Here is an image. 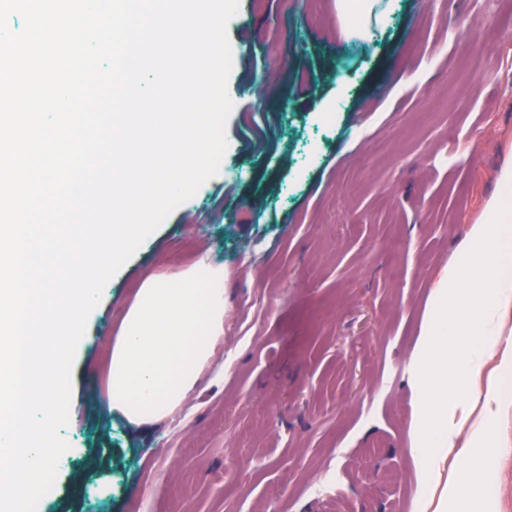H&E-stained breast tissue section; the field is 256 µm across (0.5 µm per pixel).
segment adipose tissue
<instances>
[{
    "mask_svg": "<svg viewBox=\"0 0 512 512\" xmlns=\"http://www.w3.org/2000/svg\"><path fill=\"white\" fill-rule=\"evenodd\" d=\"M346 30L382 22L383 0H336ZM499 190L470 225L456 261L433 290L415 350L413 381L419 392L411 425L410 456L419 476L411 512H491L485 483L490 447L503 395L498 382L474 387L488 361L512 371V154L497 171ZM224 339V274L198 260L179 276L154 275L123 312L106 354L107 411L138 425L171 416L195 389ZM473 417L461 432L458 417ZM464 466L447 476L449 456Z\"/></svg>",
    "mask_w": 512,
    "mask_h": 512,
    "instance_id": "obj_1",
    "label": "adipose tissue"
}]
</instances>
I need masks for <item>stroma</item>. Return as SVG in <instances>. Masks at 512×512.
I'll return each instance as SVG.
<instances>
[{"instance_id":"obj_1","label":"stroma","mask_w":512,"mask_h":512,"mask_svg":"<svg viewBox=\"0 0 512 512\" xmlns=\"http://www.w3.org/2000/svg\"><path fill=\"white\" fill-rule=\"evenodd\" d=\"M216 176L110 280L71 370V454L36 512H407L428 300L512 147V7L240 0ZM224 269V342L168 419L101 408L96 358L137 282ZM488 493L512 512V375ZM336 0L340 20H344L343 33L353 29L368 30L382 22L390 8V0Z\"/></svg>"}]
</instances>
